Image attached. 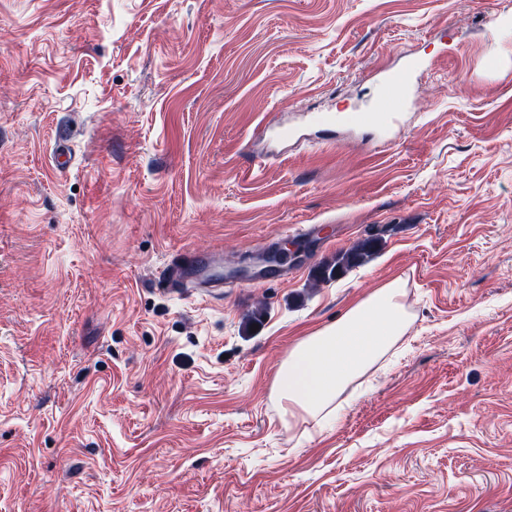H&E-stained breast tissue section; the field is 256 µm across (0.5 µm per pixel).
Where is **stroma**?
Segmentation results:
<instances>
[{
    "label": "stroma",
    "instance_id": "obj_1",
    "mask_svg": "<svg viewBox=\"0 0 512 512\" xmlns=\"http://www.w3.org/2000/svg\"><path fill=\"white\" fill-rule=\"evenodd\" d=\"M393 280L400 342L287 425L281 361ZM0 512H512V0H0ZM409 71L390 79L384 90V98L380 113L364 112L358 115L357 121L362 124H370L382 118L385 122H395L399 118L404 106L403 89L408 84ZM378 246L376 239H365L351 248L338 252L336 258L331 262L322 265L315 271L319 280L327 281L333 277H341L352 268L367 263L374 255ZM213 269V263H205L202 260L194 261L188 265L178 264V262L176 261L175 263H173L171 269L165 275L164 282H181V280L185 278L195 277L196 279L199 280L198 285L200 286L204 282L220 280V276L218 274L209 273Z\"/></svg>",
    "mask_w": 512,
    "mask_h": 512
}]
</instances>
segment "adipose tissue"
Masks as SVG:
<instances>
[{"instance_id": "ef3b65f1", "label": "adipose tissue", "mask_w": 512, "mask_h": 512, "mask_svg": "<svg viewBox=\"0 0 512 512\" xmlns=\"http://www.w3.org/2000/svg\"><path fill=\"white\" fill-rule=\"evenodd\" d=\"M399 282L377 288L335 322L299 340L279 365L273 394L289 421L324 420L351 383L404 336L409 315Z\"/></svg>"}]
</instances>
